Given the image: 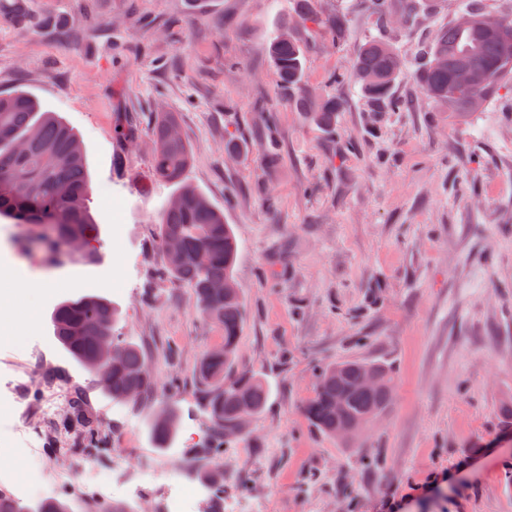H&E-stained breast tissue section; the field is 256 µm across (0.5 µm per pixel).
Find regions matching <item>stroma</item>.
<instances>
[{
    "instance_id": "35a3bbf8",
    "label": "stroma",
    "mask_w": 512,
    "mask_h": 512,
    "mask_svg": "<svg viewBox=\"0 0 512 512\" xmlns=\"http://www.w3.org/2000/svg\"><path fill=\"white\" fill-rule=\"evenodd\" d=\"M412 2L413 23L401 12ZM469 0H393L388 40L412 57ZM28 19L0 8V94L23 91L77 132L92 181L96 240L52 259L27 251L22 227L0 221V274L53 280L22 295L0 288L15 313L0 321V371L28 370L32 344L110 431L105 456L73 455L57 478L53 438L29 457L13 442L21 423L0 409V471L38 473L31 506L66 499L83 512L113 465L200 481L224 464L239 512H512V81L487 107L459 117L411 77L395 86L400 112H376L353 76L357 46L375 35L368 0H317L318 23L296 25L306 44L297 99L341 106L327 130L281 93L264 46L296 0H26ZM346 38L328 43L323 23ZM274 112L275 163L263 159L257 102ZM176 113L193 152L188 180L224 212L238 243L244 306L238 371L272 386L243 438L210 457L196 370L223 332L191 288L160 279L159 208L173 192L151 176L155 113ZM243 144L224 152L228 136ZM352 150H345V143ZM276 209L264 203L266 194ZM131 260L122 267L116 253ZM86 293L116 305L114 334L147 357L149 399L112 403L52 334L50 315ZM380 360L395 372L390 407L353 446L318 434L302 413L318 368ZM179 377L176 393L169 381ZM181 416L172 447L154 446L146 421L160 402ZM452 479L412 496L431 475Z\"/></svg>"
}]
</instances>
